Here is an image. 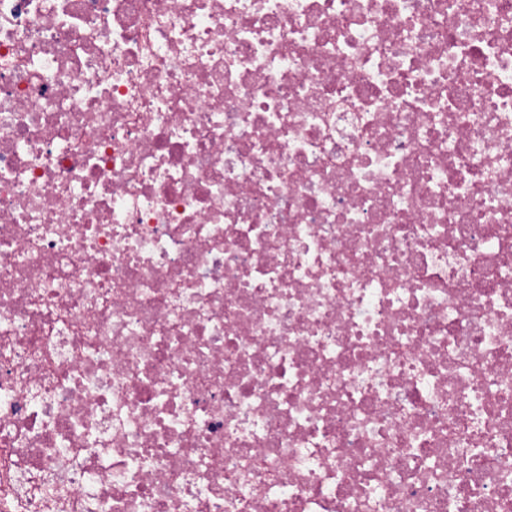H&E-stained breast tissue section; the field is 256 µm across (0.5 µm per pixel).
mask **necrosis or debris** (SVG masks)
I'll return each instance as SVG.
<instances>
[{"mask_svg": "<svg viewBox=\"0 0 512 512\" xmlns=\"http://www.w3.org/2000/svg\"><path fill=\"white\" fill-rule=\"evenodd\" d=\"M0 512H512V0H0Z\"/></svg>", "mask_w": 512, "mask_h": 512, "instance_id": "1", "label": "necrosis or debris"}]
</instances>
